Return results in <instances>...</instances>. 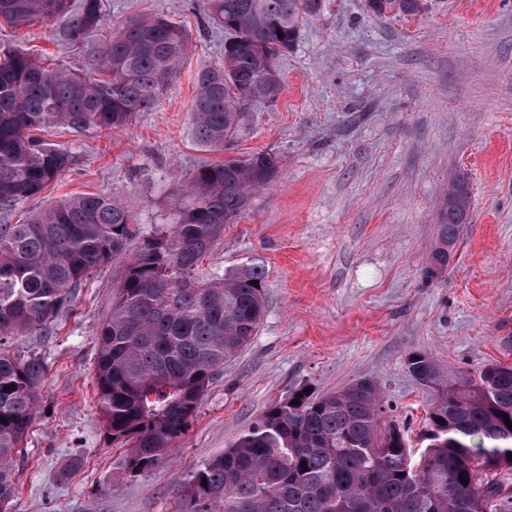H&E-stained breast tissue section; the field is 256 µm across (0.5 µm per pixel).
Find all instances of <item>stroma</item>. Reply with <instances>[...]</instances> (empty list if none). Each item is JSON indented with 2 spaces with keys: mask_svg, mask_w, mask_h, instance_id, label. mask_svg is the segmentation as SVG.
Instances as JSON below:
<instances>
[{
  "mask_svg": "<svg viewBox=\"0 0 512 512\" xmlns=\"http://www.w3.org/2000/svg\"><path fill=\"white\" fill-rule=\"evenodd\" d=\"M90 46L122 23L158 16L180 25L189 51L158 103L118 130L47 129L73 162L40 194L0 212L14 224L64 196L99 191L132 208L143 231L169 223L174 193L224 153L196 142L189 113L198 70L218 65L224 37L201 0H108ZM46 24H0V43L73 70L87 52ZM278 68L283 90L255 104L231 154L278 159L199 268L221 277L257 263L265 311L249 345L227 360L176 447L131 474L127 449L98 416L96 331L112 270L77 288L47 332L9 338L47 375L16 473L12 512H177L182 481L223 453L298 388L321 395L377 381L384 419L421 450L432 390L407 357L475 375L512 361V0H426L408 18L377 16L365 0H324ZM464 176L466 224L437 278L424 274L449 184Z\"/></svg>",
  "mask_w": 512,
  "mask_h": 512,
  "instance_id": "1",
  "label": "stroma"
}]
</instances>
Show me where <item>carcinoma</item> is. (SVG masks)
Here are the masks:
<instances>
[{"instance_id": "obj_1", "label": "carcinoma", "mask_w": 512, "mask_h": 512, "mask_svg": "<svg viewBox=\"0 0 512 512\" xmlns=\"http://www.w3.org/2000/svg\"><path fill=\"white\" fill-rule=\"evenodd\" d=\"M105 2L0 0V19L16 28L60 21L61 42L85 45L105 23ZM203 5L224 31V60L198 72L190 121L198 143L222 152L255 103L278 98V60L323 0ZM367 7L404 18L422 3L367 0ZM187 49L186 34L159 17L121 25L81 73L0 45V210L38 195L71 163L40 132L129 125L157 102ZM277 170L276 158L260 152L201 165L177 191L172 223L150 233L105 194L66 197L20 224H0V419L7 420L0 422V512H12L46 372L40 357L5 347L7 338L52 326L84 280L112 265V300L96 334L99 416L112 440L127 446L126 467L151 469L186 432L224 360L248 345L261 322L262 266L222 279L201 278L198 268L224 225L237 222L250 193ZM469 212L468 185L459 178L442 200L426 276L448 266V244ZM407 368L436 388L420 452L407 447L399 426L382 424L375 381L319 396L300 388L182 482L178 512H512V429L505 424L512 422V362L486 364L475 378L449 376L414 352Z\"/></svg>"}]
</instances>
